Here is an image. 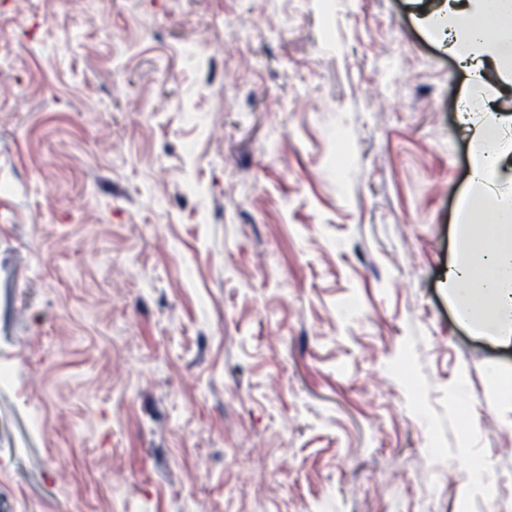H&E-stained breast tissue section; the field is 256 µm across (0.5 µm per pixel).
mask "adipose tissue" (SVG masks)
Here are the masks:
<instances>
[{
    "label": "adipose tissue",
    "mask_w": 512,
    "mask_h": 512,
    "mask_svg": "<svg viewBox=\"0 0 512 512\" xmlns=\"http://www.w3.org/2000/svg\"><path fill=\"white\" fill-rule=\"evenodd\" d=\"M431 35L449 42L468 71L460 120L470 133L472 164L466 223L445 286L457 320L503 345L512 343V114L489 116L488 73L512 84V0H439Z\"/></svg>",
    "instance_id": "1"
}]
</instances>
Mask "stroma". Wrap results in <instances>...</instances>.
Masks as SVG:
<instances>
[{
  "label": "stroma",
  "mask_w": 512,
  "mask_h": 512,
  "mask_svg": "<svg viewBox=\"0 0 512 512\" xmlns=\"http://www.w3.org/2000/svg\"><path fill=\"white\" fill-rule=\"evenodd\" d=\"M433 7L0 0V512H512Z\"/></svg>",
  "instance_id": "1"
}]
</instances>
